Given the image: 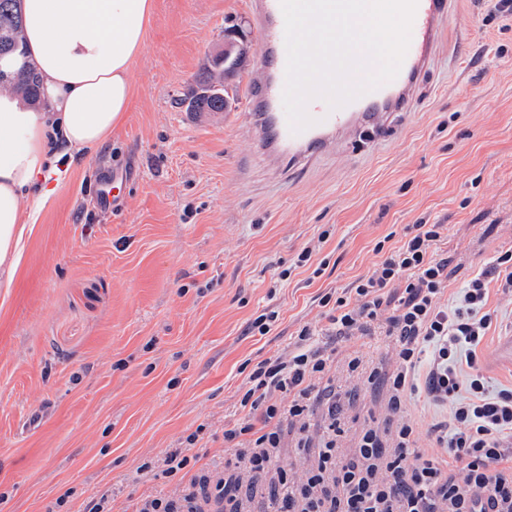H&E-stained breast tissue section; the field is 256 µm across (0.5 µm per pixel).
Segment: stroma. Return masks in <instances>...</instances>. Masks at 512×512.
Listing matches in <instances>:
<instances>
[{
  "label": "stroma",
  "mask_w": 512,
  "mask_h": 512,
  "mask_svg": "<svg viewBox=\"0 0 512 512\" xmlns=\"http://www.w3.org/2000/svg\"><path fill=\"white\" fill-rule=\"evenodd\" d=\"M233 25L261 46L251 0H153L129 112L31 214L15 275L0 282V512H89L105 493L112 512H135L175 488L145 467L173 448L196 468L223 466L245 363L288 354L302 327L331 350L336 384L352 355L392 365L383 329L334 335L320 298L371 272L375 245H401L411 224L447 225L437 251L452 260L450 297L512 252V24L461 0L394 135L363 134L289 176L247 130L258 59L233 79L223 124L180 116ZM111 172L125 197L104 214L93 199ZM307 246L328 261L322 276L292 269ZM267 307L276 326L251 335ZM488 307L482 361L495 385L512 380L500 356L512 297L491 291Z\"/></svg>",
  "instance_id": "1"
}]
</instances>
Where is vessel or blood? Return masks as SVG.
<instances>
[{
  "label": "vessel or blood",
  "instance_id": "b4317fda",
  "mask_svg": "<svg viewBox=\"0 0 512 512\" xmlns=\"http://www.w3.org/2000/svg\"><path fill=\"white\" fill-rule=\"evenodd\" d=\"M454 6L455 0H418L409 48L395 79L334 110L322 99L311 100L307 113L313 123L295 133L282 103L287 52L280 0H256L257 19L263 31L264 78L247 88L250 132L266 147L272 163L304 168L339 143L356 140L361 132H372L381 139L389 137L396 119L410 111L418 97Z\"/></svg>",
  "mask_w": 512,
  "mask_h": 512
}]
</instances>
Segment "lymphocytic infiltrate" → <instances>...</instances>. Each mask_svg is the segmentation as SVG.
Returning <instances> with one entry per match:
<instances>
[{
	"mask_svg": "<svg viewBox=\"0 0 512 512\" xmlns=\"http://www.w3.org/2000/svg\"><path fill=\"white\" fill-rule=\"evenodd\" d=\"M445 225H412L402 246L342 293L321 296L340 336L381 323L394 340L395 365L387 374L360 356L346 365L348 389L317 393L331 356L310 327H302L288 357L259 361L240 399L241 423L225 430L233 451L223 468L201 469L170 493L142 499L136 512H251L232 494L234 483L273 480L268 512H512V383L490 388L481 368V345L493 322L491 287L512 295V252L494 259L457 293L443 296L451 276L449 258L435 246ZM400 290L389 307L392 290ZM383 384L386 417L365 425L354 445L343 415L349 389ZM447 406L448 428L431 447L407 406L414 396ZM327 405L320 434L310 432L316 402ZM297 429L296 446L314 457L302 473L280 463L284 424Z\"/></svg>",
	"mask_w": 512,
	"mask_h": 512,
	"instance_id": "lymphocytic-infiltrate-1",
	"label": "lymphocytic infiltrate"
}]
</instances>
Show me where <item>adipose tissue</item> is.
<instances>
[{"mask_svg": "<svg viewBox=\"0 0 512 512\" xmlns=\"http://www.w3.org/2000/svg\"><path fill=\"white\" fill-rule=\"evenodd\" d=\"M26 60L41 107L0 95V277L12 278L26 230L63 166L97 149L122 119L152 0H23Z\"/></svg>", "mask_w": 512, "mask_h": 512, "instance_id": "obj_1", "label": "adipose tissue"}]
</instances>
